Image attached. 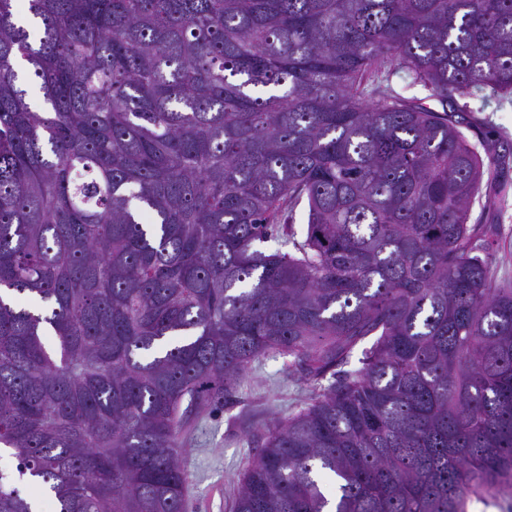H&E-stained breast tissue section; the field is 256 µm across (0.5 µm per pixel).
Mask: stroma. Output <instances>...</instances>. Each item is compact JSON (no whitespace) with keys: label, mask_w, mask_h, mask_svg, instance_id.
Wrapping results in <instances>:
<instances>
[{"label":"stroma","mask_w":512,"mask_h":512,"mask_svg":"<svg viewBox=\"0 0 512 512\" xmlns=\"http://www.w3.org/2000/svg\"><path fill=\"white\" fill-rule=\"evenodd\" d=\"M455 102L472 117L471 140H481L491 128L512 144L511 103L464 96ZM503 181L504 191L484 208L482 221L500 227L495 245L498 276L512 282V161ZM312 398L310 387L289 369L287 358L269 356L253 362L242 375L236 396L198 420L182 439V464L190 476L185 512H232L242 474L267 431Z\"/></svg>","instance_id":"stroma-1"}]
</instances>
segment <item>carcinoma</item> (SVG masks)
<instances>
[{"label":"carcinoma","instance_id":"1","mask_svg":"<svg viewBox=\"0 0 512 512\" xmlns=\"http://www.w3.org/2000/svg\"><path fill=\"white\" fill-rule=\"evenodd\" d=\"M14 2L0 512H32L18 481L56 512H185L182 431L271 354L317 394L234 512H466L512 485V284L470 223L506 154L455 104L512 97V0H27L32 32ZM392 84L397 91H399L405 97L421 99V101L428 107L442 111L441 104L428 97L429 93L420 85H412L410 80L405 78L403 74L392 77Z\"/></svg>","mask_w":512,"mask_h":512}]
</instances>
